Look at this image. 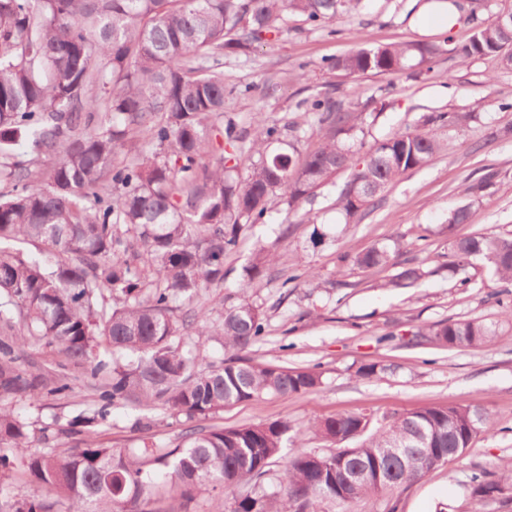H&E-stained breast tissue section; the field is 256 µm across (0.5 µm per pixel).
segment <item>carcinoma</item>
Here are the masks:
<instances>
[{
    "label": "carcinoma",
    "mask_w": 512,
    "mask_h": 512,
    "mask_svg": "<svg viewBox=\"0 0 512 512\" xmlns=\"http://www.w3.org/2000/svg\"><path fill=\"white\" fill-rule=\"evenodd\" d=\"M362 0H0V480L20 467L34 491L0 512H177L174 503L218 484L212 512H326L325 507L377 498L398 512V493L460 457L495 421L480 403L429 405L377 419L367 412L316 422L325 448H300L286 420L233 427L199 422L224 407L263 395H306L322 384L310 368L256 364L241 356L266 336L263 311L248 288L275 255L258 250L244 267L237 303L213 315L201 292L224 285V254L273 198L288 212L336 173L350 172L336 206L357 223L385 189L447 149L445 129L467 125L469 112H433L415 128L371 145L358 138L367 113L348 112L326 94L311 102L318 148L298 152V127L259 118L250 145L224 122V53L245 52L280 32L288 14L314 25L358 9ZM445 53L411 41L361 46L329 63L348 77L401 74ZM463 66L493 57L512 70V33L491 22L452 50ZM228 155L209 163L213 137ZM123 159H116L117 154ZM253 159L246 178L242 155ZM497 177L488 171L463 188L467 203L448 224L468 221L471 205ZM32 245L38 254L30 255ZM398 250L372 247L353 259L361 269L395 264ZM483 262L499 284L496 304L512 320V236L476 233L453 242L450 265ZM421 278L404 267L389 284ZM193 305L178 321L177 304ZM197 342L188 347L180 329ZM452 349L478 347L496 326L443 321L415 333ZM215 341L229 356L206 360ZM42 343L65 358L50 373L21 354ZM96 380L86 407L35 427L11 409L22 397L64 395L67 365ZM160 410L185 425L168 449L137 418L135 448L94 439L112 427V409ZM93 436L67 454L32 455L51 430ZM473 512L488 503L512 512V463L471 473Z\"/></svg>",
    "instance_id": "1"
}]
</instances>
